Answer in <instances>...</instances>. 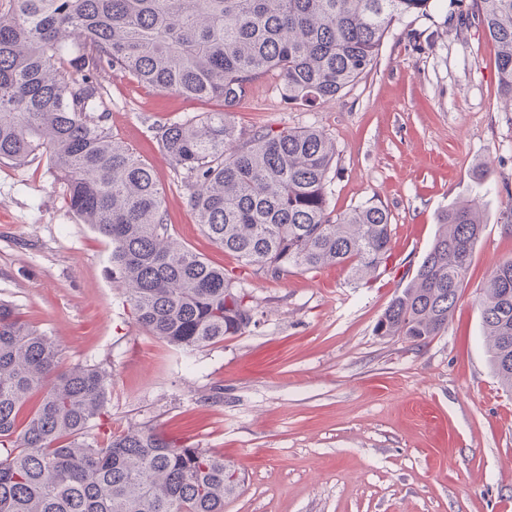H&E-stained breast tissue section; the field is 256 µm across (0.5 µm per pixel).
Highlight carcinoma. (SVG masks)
I'll return each mask as SVG.
<instances>
[{
	"instance_id": "cac0c4a2",
	"label": "carcinoma",
	"mask_w": 512,
	"mask_h": 512,
	"mask_svg": "<svg viewBox=\"0 0 512 512\" xmlns=\"http://www.w3.org/2000/svg\"><path fill=\"white\" fill-rule=\"evenodd\" d=\"M433 0H0V161L46 157L69 207L112 247L108 274L150 335L203 349L256 322L224 267L175 240L154 170L112 137L104 68L221 112L159 122L206 237L274 277L327 265L364 279L390 256L382 206L330 210L336 154L321 130L237 129L230 113L267 76L289 104L331 100L372 66L395 17ZM512 102V0H474ZM484 229L473 201L442 210L412 280L377 323L425 342L448 328ZM493 370L512 390V259L480 303ZM111 375L64 369L61 350L0 301V512H224L242 477L207 448L154 428L94 432Z\"/></svg>"
}]
</instances>
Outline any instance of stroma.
Returning <instances> with one entry per match:
<instances>
[{
  "mask_svg": "<svg viewBox=\"0 0 512 512\" xmlns=\"http://www.w3.org/2000/svg\"><path fill=\"white\" fill-rule=\"evenodd\" d=\"M99 81L113 135L157 175L173 237L239 278L257 309L245 333L201 350L151 336L106 274L110 246L46 161L0 163V299L55 338L62 367L111 374L107 425L157 427L234 462L245 483L224 512H512V392L489 365L479 307L512 258V106L472 0L396 17L371 69L335 99L291 105L268 78L230 114L244 131L314 126L332 139L331 208L391 218V256L366 283L340 266L272 278L212 244L155 125L221 102L109 69ZM460 200L485 227L447 330L421 344L379 335L438 213Z\"/></svg>",
  "mask_w": 512,
  "mask_h": 512,
  "instance_id": "obj_1",
  "label": "stroma"
}]
</instances>
